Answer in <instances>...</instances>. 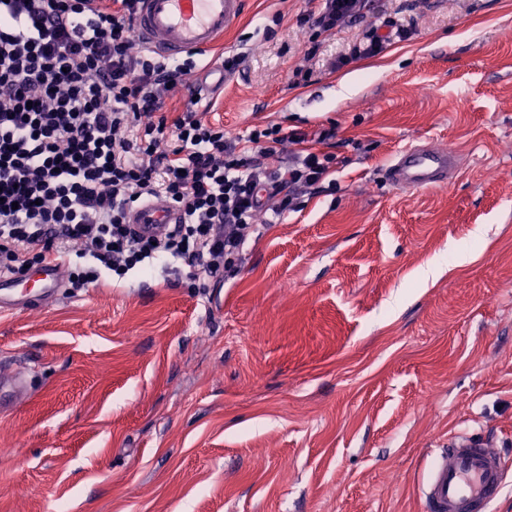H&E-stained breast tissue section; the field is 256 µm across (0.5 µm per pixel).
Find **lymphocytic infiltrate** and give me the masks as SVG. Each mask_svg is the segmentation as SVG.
I'll return each instance as SVG.
<instances>
[{"mask_svg":"<svg viewBox=\"0 0 512 512\" xmlns=\"http://www.w3.org/2000/svg\"><path fill=\"white\" fill-rule=\"evenodd\" d=\"M365 0H323L301 22L314 35L360 17ZM139 0H0V273L54 260L68 285L144 262H180L192 277L231 269L261 213L296 209L322 183L332 138L272 124L248 150L199 112L170 114L193 57L136 49ZM296 144L284 157L285 143ZM163 198L184 214L165 237L135 234L132 209Z\"/></svg>","mask_w":512,"mask_h":512,"instance_id":"lymphocytic-infiltrate-1","label":"lymphocytic infiltrate"}]
</instances>
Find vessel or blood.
<instances>
[{
  "label": "vessel or blood",
  "instance_id": "obj_1",
  "mask_svg": "<svg viewBox=\"0 0 512 512\" xmlns=\"http://www.w3.org/2000/svg\"><path fill=\"white\" fill-rule=\"evenodd\" d=\"M244 0H140L134 23L138 43L166 61L194 52H212L242 15ZM458 170L453 148L410 145L396 153L388 180L397 187L422 189L446 185ZM129 221L144 236L165 234L180 223L181 212L164 200L134 208ZM34 275L37 286L29 305L51 301L63 281L57 263H43ZM500 453L468 437L449 440L434 459L419 494L425 512H493L506 487Z\"/></svg>",
  "mask_w": 512,
  "mask_h": 512
}]
</instances>
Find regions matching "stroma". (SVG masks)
Listing matches in <instances>:
<instances>
[{
  "instance_id": "1",
  "label": "stroma",
  "mask_w": 512,
  "mask_h": 512,
  "mask_svg": "<svg viewBox=\"0 0 512 512\" xmlns=\"http://www.w3.org/2000/svg\"><path fill=\"white\" fill-rule=\"evenodd\" d=\"M320 4L245 0L208 117L334 129V183L232 272L156 263L0 312L30 382L0 408V512H424L450 436L512 462V0H370L314 51ZM416 143L458 151L449 185L387 184Z\"/></svg>"
}]
</instances>
